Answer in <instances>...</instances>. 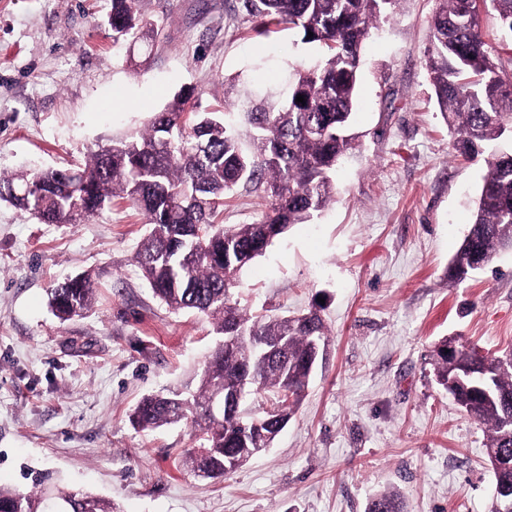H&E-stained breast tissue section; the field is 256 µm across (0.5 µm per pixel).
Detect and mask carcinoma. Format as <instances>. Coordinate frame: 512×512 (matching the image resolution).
Masks as SVG:
<instances>
[{"instance_id":"cac0c4a2","label":"carcinoma","mask_w":512,"mask_h":512,"mask_svg":"<svg viewBox=\"0 0 512 512\" xmlns=\"http://www.w3.org/2000/svg\"><path fill=\"white\" fill-rule=\"evenodd\" d=\"M138 0H112V33L131 44L157 37ZM398 0H242L263 18L258 34L296 30L317 43L322 56L295 71L288 90L257 97L231 81L227 99L242 114L246 135L225 112H198L191 94L180 93L154 113L148 128L113 139L91 153L78 170L28 169L0 173V202L30 212L45 224H78L118 197L146 218L148 233L135 254L153 294L174 311L193 310L212 320L219 338L235 337L233 351L219 344L198 375L196 388L143 398L129 416L141 430L188 421L195 445L182 465L196 476L217 478L246 463V449L272 445L286 425L328 346L317 305L299 316L249 315L234 299L239 275L293 224H307L335 201L337 164L356 148L348 127L356 102L362 45ZM512 28V0H485ZM432 47L426 62L440 112L457 134V150L477 154L512 126V76H505L483 38L477 6L439 0L431 16ZM313 37H308V33ZM303 95L306 103L296 101ZM469 231L448 265V277L464 281L476 257L493 259L512 249V151H491ZM262 194L265 210L251 224H221L224 196L238 187ZM94 287L76 275L51 292L56 316L67 321L87 309ZM284 348L264 355L258 338ZM448 339L434 347L437 384L487 430L490 464H512V365ZM246 387L254 395L288 391L269 411L246 414L232 403L216 416L202 403L215 393ZM257 420L260 427L251 429ZM45 478L34 489L0 486V512H51ZM68 512H121L110 499L83 490L61 491ZM366 512H403L394 494H381Z\"/></svg>"}]
</instances>
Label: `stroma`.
<instances>
[{
  "label": "stroma",
  "mask_w": 512,
  "mask_h": 512,
  "mask_svg": "<svg viewBox=\"0 0 512 512\" xmlns=\"http://www.w3.org/2000/svg\"><path fill=\"white\" fill-rule=\"evenodd\" d=\"M435 0H400L363 47L336 200L240 276L248 312L297 314L323 300L329 345L272 448L201 480L177 465L188 425L135 429L145 395L194 386L217 338L172 312L135 263L145 217L126 201L81 224H43L0 202V483L53 486L122 512H366L385 492L404 512H490L483 425L437 385L445 336L512 349V251L458 283L448 264L486 173L454 147L426 66ZM161 33L149 55L114 43L111 0H0V172L84 167L112 137L145 128L183 88L224 109V82L277 87L320 48L258 35L241 0H140ZM90 274L91 309L60 321L49 292Z\"/></svg>",
  "instance_id": "obj_1"
}]
</instances>
